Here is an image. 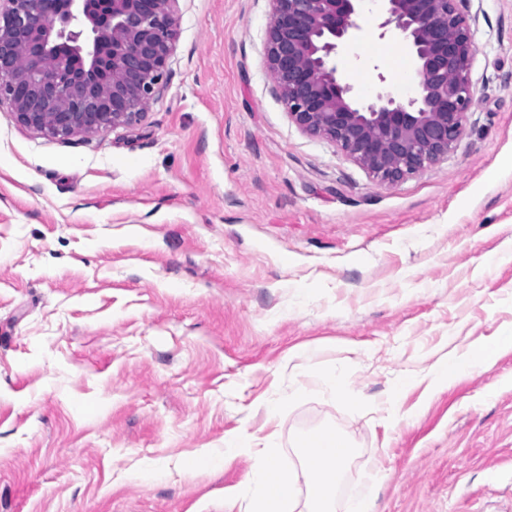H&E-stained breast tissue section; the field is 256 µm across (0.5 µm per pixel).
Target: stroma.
I'll use <instances>...</instances> for the list:
<instances>
[{"mask_svg":"<svg viewBox=\"0 0 512 512\" xmlns=\"http://www.w3.org/2000/svg\"><path fill=\"white\" fill-rule=\"evenodd\" d=\"M475 105L447 158L381 184L301 133L264 54L269 0H178L164 91L131 127L59 140L0 104V512H244L229 433L355 443L335 512L378 466L375 512H512V0H456ZM364 0L337 76L416 93ZM302 344L341 375H300ZM291 396L268 419L264 404ZM512 349V331H504L490 343L474 348L462 360L445 359L431 369V377L435 386L445 385L458 375L469 371H486L491 368L500 351Z\"/></svg>","mask_w":512,"mask_h":512,"instance_id":"35a3bbf8","label":"stroma"}]
</instances>
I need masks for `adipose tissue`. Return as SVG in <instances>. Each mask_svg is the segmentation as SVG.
<instances>
[{
	"label": "adipose tissue",
	"instance_id": "ef3b65f1",
	"mask_svg": "<svg viewBox=\"0 0 512 512\" xmlns=\"http://www.w3.org/2000/svg\"><path fill=\"white\" fill-rule=\"evenodd\" d=\"M512 349V331L496 336L490 343L474 348L466 358L445 359L431 370L434 385H444L469 371L491 368L500 351ZM237 455L250 459L245 485L249 492L247 512H333L336 485L353 455L351 440L328 428L315 433L299 453V467L283 472L275 461L272 443L257 445L252 437H225L220 451H204L199 460L212 467L222 466L225 457Z\"/></svg>",
	"mask_w": 512,
	"mask_h": 512
}]
</instances>
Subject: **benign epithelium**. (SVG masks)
Instances as JSON below:
<instances>
[{
  "mask_svg": "<svg viewBox=\"0 0 512 512\" xmlns=\"http://www.w3.org/2000/svg\"><path fill=\"white\" fill-rule=\"evenodd\" d=\"M177 0H0V102L69 139L140 122L166 84ZM267 70L290 120L334 142L381 184L448 156L474 104L473 40L455 0H382L416 65L417 93L360 102L336 76L363 0H270Z\"/></svg>",
  "mask_w": 512,
  "mask_h": 512,
  "instance_id": "benign-epithelium-1",
  "label": "benign epithelium"
}]
</instances>
